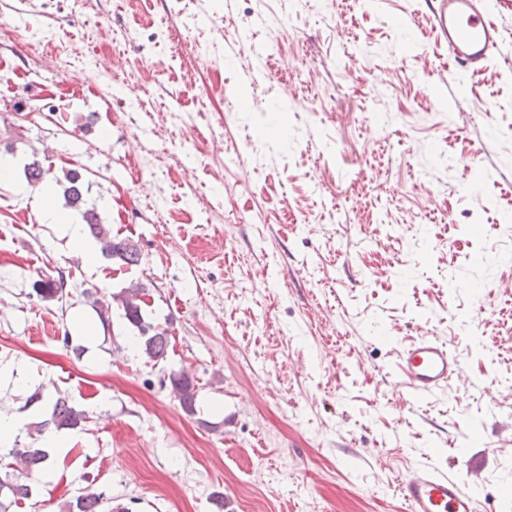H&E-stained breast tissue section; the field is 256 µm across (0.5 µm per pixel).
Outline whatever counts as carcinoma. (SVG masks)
Here are the masks:
<instances>
[{
    "instance_id": "cac0c4a2",
    "label": "carcinoma",
    "mask_w": 512,
    "mask_h": 512,
    "mask_svg": "<svg viewBox=\"0 0 512 512\" xmlns=\"http://www.w3.org/2000/svg\"><path fill=\"white\" fill-rule=\"evenodd\" d=\"M26 176L32 184L54 182L63 190V196L69 207L80 211L85 224H87L91 236L98 241L101 254L122 265L135 266L141 260V253L137 245L127 238H118L112 235V229L104 224L98 211L91 207H85L83 190L78 173L71 170L63 171V177L55 175L51 168H45L34 161L26 168ZM63 285L51 280L43 279L36 283L35 291L43 300H53L62 292ZM145 291V286L135 284L123 288L110 296H101L93 300L98 306L101 317L111 312L112 307L123 311V318L137 331V343L142 354L154 363L166 359L169 347V336L166 330H159L153 324L145 321L138 295ZM172 392L179 400L182 408L189 412H195V404L198 396L197 386L193 380L184 373L170 374ZM87 419L86 412L78 410L69 404L66 397L56 398L51 407L49 418L40 422L37 432H42L46 426L53 425L57 430H74L81 422ZM7 456L15 459L20 469L26 475L44 473L51 469L52 462L49 452L44 448H12ZM7 493L13 500L25 499L31 494V487L16 478L14 480L0 479V494Z\"/></svg>"
}]
</instances>
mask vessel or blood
I'll return each instance as SVG.
<instances>
[{"mask_svg": "<svg viewBox=\"0 0 512 512\" xmlns=\"http://www.w3.org/2000/svg\"><path fill=\"white\" fill-rule=\"evenodd\" d=\"M433 27L457 71L488 70L500 55L501 33L489 0H427ZM395 393L406 398L448 388L466 389L467 380L445 343L424 336L399 352ZM406 512H477L476 499L459 473L422 464L400 484Z\"/></svg>", "mask_w": 512, "mask_h": 512, "instance_id": "1", "label": "vessel or blood"}]
</instances>
